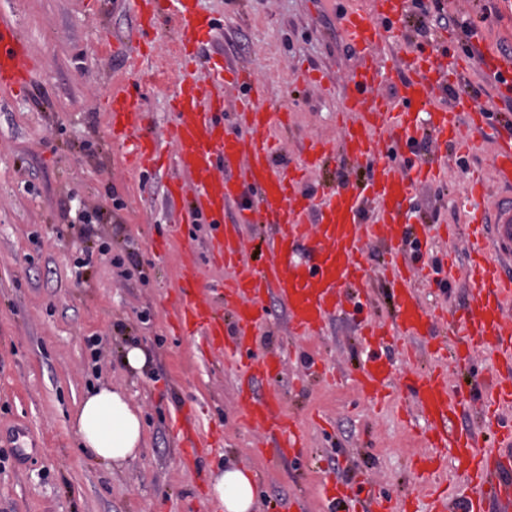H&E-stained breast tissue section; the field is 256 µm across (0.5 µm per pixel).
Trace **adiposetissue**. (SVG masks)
<instances>
[{
	"label": "adipose tissue",
	"mask_w": 512,
	"mask_h": 512,
	"mask_svg": "<svg viewBox=\"0 0 512 512\" xmlns=\"http://www.w3.org/2000/svg\"><path fill=\"white\" fill-rule=\"evenodd\" d=\"M73 427L83 448L117 466L134 459L143 443L139 412L122 389L109 385L95 389L85 398ZM208 494L217 512H253L255 506L253 476L248 468L237 464L211 474Z\"/></svg>",
	"instance_id": "adipose-tissue-1"
}]
</instances>
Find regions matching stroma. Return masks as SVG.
<instances>
[{
	"mask_svg": "<svg viewBox=\"0 0 512 512\" xmlns=\"http://www.w3.org/2000/svg\"><path fill=\"white\" fill-rule=\"evenodd\" d=\"M309 0H196L206 17L227 18L226 31L205 42L203 55L247 69L271 101L290 100L288 129H272L279 160L296 163L313 138L340 137L339 82L354 61L344 36L329 43L309 26ZM450 16L485 33L491 48L512 49V0H443ZM18 35L42 66V79L21 96L0 95V512H214L199 477L231 463L247 464L257 490L254 512H289L294 497L308 512H331L326 479L370 480L372 494L426 502L414 461L424 422L410 387L416 366L431 352L406 361L402 342L387 341L397 377L383 403L351 380L364 354L357 322L334 315L314 339L289 336L288 312L277 297L265 300L259 330L271 348L289 344L282 372L254 384L278 392L285 413L298 417L308 439L306 460L278 458L244 422L237 365L199 339L171 326L184 259L183 236L200 262L201 298L217 299L230 269L207 256L211 228L177 225L170 183L189 184L174 163L166 136L175 119L170 94L182 74L180 33L171 18L157 23L158 49L137 58L138 22L129 0H0ZM142 81L162 146L164 165L131 172L123 150L107 133L105 99L112 81ZM466 174L442 167L439 179L418 189L412 224L456 225ZM122 208H114L113 199ZM101 209V231L113 253L134 252L147 281L124 276L95 252L69 215ZM89 265L74 271L76 252ZM102 336L106 357L94 371L86 339ZM147 364L126 366L130 347ZM318 353L340 378L303 382L305 359ZM122 388L142 411L144 442L134 460L114 468L83 452L71 420L89 390ZM190 416L205 454L199 465L179 460L177 420Z\"/></svg>",
	"mask_w": 512,
	"mask_h": 512,
	"instance_id": "stroma-1",
	"label": "stroma"
}]
</instances>
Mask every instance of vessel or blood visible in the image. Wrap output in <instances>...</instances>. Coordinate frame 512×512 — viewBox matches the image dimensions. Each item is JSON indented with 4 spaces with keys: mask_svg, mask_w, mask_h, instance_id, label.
I'll return each instance as SVG.
<instances>
[{
    "mask_svg": "<svg viewBox=\"0 0 512 512\" xmlns=\"http://www.w3.org/2000/svg\"><path fill=\"white\" fill-rule=\"evenodd\" d=\"M362 9L346 21V32L357 48V60L341 86V110L346 117L340 143L307 144L298 166L275 165L269 130L288 117V102L271 106L249 75L218 62H203L194 48L217 28L213 19H200L194 0H131L141 20L140 48L150 49L148 37L160 11H169L182 34L180 51L187 66L172 96L177 121L168 136L176 146L175 163L191 180L190 188L173 183L171 197L187 196L184 219L211 225L212 260L230 267L223 283L224 308L234 322L225 326L220 313L198 299L199 264L191 239H184L185 258L179 267V300L172 327L181 336H201L208 347L223 350L238 363L243 381L245 422L262 432L276 456L302 460L305 443L295 417L281 410L279 395L256 398L253 384L279 371L281 353L256 352V331L264 315L263 301L275 295L287 308L297 338L322 331L327 318L348 301L347 291L359 289L356 309L367 307L372 281L363 262L364 240L388 242L397 315L391 324L366 321L360 326L368 344L357 388L378 399L393 379V369L381 354L386 337L422 341L437 323L448 326L445 344L457 367H465L479 350L495 353L491 375L470 384L449 386L445 369L433 366L414 373L411 387L428 429V447L421 467L437 470L451 459L465 487L455 499L439 496L433 512H512V420L501 411L512 407V114L490 116L474 108L467 92L466 60L448 46L408 52L405 28L409 0H363ZM389 43L391 57L383 61L378 48ZM485 72L512 83V53L484 55ZM42 75L28 43L17 35L12 15L0 13V88L27 92ZM396 82V97L377 95L379 85ZM240 94L238 128L222 120L224 88ZM429 113V129L418 122ZM106 116L113 144L124 148L139 170L160 163L159 143L144 134L150 115L140 97L123 83L113 84L106 99ZM498 131L493 158L495 178L507 189L493 208L479 206L488 194L479 172H470L462 203L463 221L471 231L470 265L459 272L453 258L434 267L411 266L408 252H422L427 235L399 237L401 218L418 186L433 183L435 162L417 152L423 136L435 142L453 141L454 163L466 164L477 148L463 128ZM342 151L368 165L371 178L363 185L339 184L302 188L305 171L321 159ZM263 224L273 234L271 258L256 269L241 255L240 225ZM466 276L472 302L463 309H430L422 305L418 284L452 283ZM480 398L483 417L476 428L457 425V409ZM493 448L480 450L484 436ZM336 501L348 512H399L392 495L367 496L364 483L337 486Z\"/></svg>",
    "mask_w": 512,
    "mask_h": 512,
    "instance_id": "1",
    "label": "vessel or blood"
}]
</instances>
